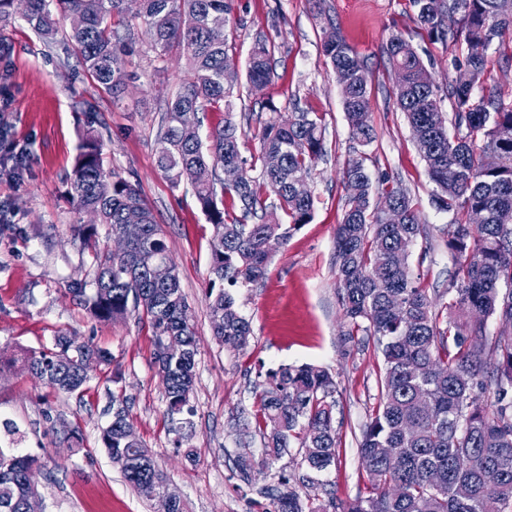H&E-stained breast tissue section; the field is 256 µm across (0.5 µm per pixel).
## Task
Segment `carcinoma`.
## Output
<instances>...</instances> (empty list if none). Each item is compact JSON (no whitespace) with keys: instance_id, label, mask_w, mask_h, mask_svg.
<instances>
[{"instance_id":"obj_1","label":"carcinoma","mask_w":512,"mask_h":512,"mask_svg":"<svg viewBox=\"0 0 512 512\" xmlns=\"http://www.w3.org/2000/svg\"><path fill=\"white\" fill-rule=\"evenodd\" d=\"M25 2L18 16L13 0H0V33L19 18L49 43L62 38L114 99L129 79L126 59L134 52L137 29L150 31L154 59L185 57L189 79L165 100L158 166L173 188L192 186L212 225L205 299L213 334L246 348L251 325L234 292L262 279L290 230L310 222L315 200L305 180L324 156L321 119L315 112H296L269 121L257 157L242 156L233 87L224 84V69L235 65L224 35L234 0H141L132 14L125 0ZM413 5L430 39L463 35L459 49L471 76L467 84L448 86L455 104L449 117L412 45L400 33L388 39V61L401 73L392 94L412 132L422 134L417 148L437 188L434 203L452 220L436 230L421 223L408 192L383 180L379 198L393 205L387 215L374 200L365 157L348 160L346 207L336 230L341 302L348 335L373 342L384 363L358 448L371 490L345 502L316 494L301 500L299 489H318V475L336 457V381L318 366L281 365L266 371L256 393V427L265 455L277 459L297 448L299 458L293 460L296 473L278 476L270 512H512V98L496 91L473 95L484 82L488 59L471 52L475 43L488 49L512 38V0ZM274 51L267 37L255 39L246 73L250 83L270 81ZM323 52L340 86L351 136L364 146L373 138L364 61L339 33L323 43ZM208 108L224 113V124L203 137L184 136L183 128L200 125L198 114ZM226 167L240 170L239 180L224 181ZM67 184L77 212L97 213V223L75 229L84 242L101 229L108 239L122 233L131 213L143 225L125 255L95 252L92 282H74L69 291L99 320H117L132 310L150 320L167 414H187L172 428L174 447L180 448L192 436L188 416L198 346L162 226L138 185L106 166L103 144L92 131L82 139ZM272 194L277 204L269 206ZM235 208L240 215L229 217ZM435 231L448 236L454 261L452 282L439 299L429 295L409 263L413 248ZM164 261L167 278L157 281L152 269ZM490 318L499 322L491 337ZM171 337L182 351L166 356L162 345ZM17 363L42 384L74 393L89 382L93 366L111 364L112 356L61 334L38 350H0V366ZM484 377L494 384L493 398L485 403L475 394L484 389ZM101 444L137 495L152 501L167 476L138 438L124 401L112 400ZM40 467L39 458L0 446V512H28L29 500L40 496L28 472Z\"/></svg>"}]
</instances>
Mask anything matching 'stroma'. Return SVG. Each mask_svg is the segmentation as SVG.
<instances>
[{
    "instance_id": "stroma-1",
    "label": "stroma",
    "mask_w": 512,
    "mask_h": 512,
    "mask_svg": "<svg viewBox=\"0 0 512 512\" xmlns=\"http://www.w3.org/2000/svg\"><path fill=\"white\" fill-rule=\"evenodd\" d=\"M343 35L364 60L369 76L375 138L362 147L350 137L336 76L321 45L327 32ZM410 41L439 88L466 71L455 43L435 42L417 20L412 0H235L225 33L237 62L236 117L244 157L257 155L266 122L296 110L319 113L326 153L308 176L315 197L310 223L290 232L286 246L269 261L262 280L238 289L237 302L251 322L246 349L218 342L205 301L212 227L189 185L172 188L158 166V139L167 93L188 77L185 59L158 62L133 54V72L123 100H113L62 44H49L24 22L0 33V213L12 230L0 232V348L37 349L61 332L108 350L112 363L94 367L82 392L58 394L22 366L0 372V422H11L24 453L38 455L37 475L44 512H152L125 482L100 440L112 416V399L126 400L137 435L182 496L188 512H253L258 491L276 485L288 468L282 457L262 465L260 436H253L250 481L241 480L236 423L253 422L259 368L314 364L336 381L334 411L340 445L322 474L324 493L339 501L364 491L358 443L378 393L382 357L373 344L346 335L336 270V227L345 205L344 170L364 151L372 180H400L419 209L422 223L439 227L448 213L432 202L434 184L404 113L392 95L394 72L386 45L393 32ZM275 43L274 74L261 87L244 78L257 34ZM103 141L108 167L138 181L165 231L198 339L193 436L174 448L167 403L153 355V329L143 312L112 323L94 320L70 293L76 281H92L94 253L73 236L79 222L66 195L87 131ZM25 150L21 173L3 156ZM453 270L447 239L437 234L427 258L414 266L430 292L448 289ZM123 380L113 383L112 370ZM79 431V451L65 436Z\"/></svg>"
}]
</instances>
